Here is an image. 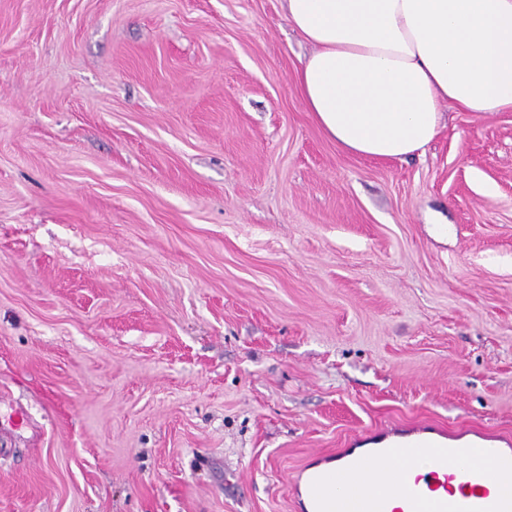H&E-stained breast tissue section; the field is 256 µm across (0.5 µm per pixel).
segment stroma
<instances>
[{
    "label": "stroma",
    "instance_id": "obj_1",
    "mask_svg": "<svg viewBox=\"0 0 512 512\" xmlns=\"http://www.w3.org/2000/svg\"><path fill=\"white\" fill-rule=\"evenodd\" d=\"M284 0H0V512H296L390 425L512 439V112L338 148Z\"/></svg>",
    "mask_w": 512,
    "mask_h": 512
}]
</instances>
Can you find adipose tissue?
Instances as JSON below:
<instances>
[{
  "label": "adipose tissue",
  "mask_w": 512,
  "mask_h": 512,
  "mask_svg": "<svg viewBox=\"0 0 512 512\" xmlns=\"http://www.w3.org/2000/svg\"><path fill=\"white\" fill-rule=\"evenodd\" d=\"M315 47L296 75L315 123L342 150L424 153L444 105L512 111V0H284Z\"/></svg>",
  "instance_id": "1"
}]
</instances>
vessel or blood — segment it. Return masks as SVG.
Returning a JSON list of instances; mask_svg holds the SVG:
<instances>
[{"mask_svg":"<svg viewBox=\"0 0 512 512\" xmlns=\"http://www.w3.org/2000/svg\"><path fill=\"white\" fill-rule=\"evenodd\" d=\"M391 477L375 485L374 462ZM512 448L448 438L431 424L355 437L329 459L307 467L293 487L299 512H512Z\"/></svg>","mask_w":512,"mask_h":512,"instance_id":"obj_1","label":"vessel or blood"}]
</instances>
